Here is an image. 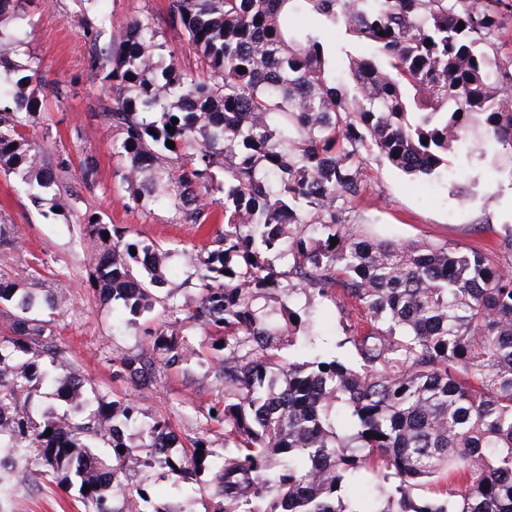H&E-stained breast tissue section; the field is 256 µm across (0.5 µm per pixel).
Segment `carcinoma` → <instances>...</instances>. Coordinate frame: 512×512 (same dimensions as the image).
Wrapping results in <instances>:
<instances>
[{
	"label": "carcinoma",
	"mask_w": 512,
	"mask_h": 512,
	"mask_svg": "<svg viewBox=\"0 0 512 512\" xmlns=\"http://www.w3.org/2000/svg\"><path fill=\"white\" fill-rule=\"evenodd\" d=\"M29 2L0 0V172L34 204L70 211L82 196L59 180L69 160L27 137L64 87L16 60L19 29L4 25L25 19ZM503 7L512 3L167 0L161 22L128 19L106 53L91 52L108 101L99 127L117 135L129 202L161 205L175 224L224 208V231L182 252L197 292L184 304L164 291L172 250L87 218L99 299L122 306L128 328L163 317L144 328L151 352L113 358L112 375L153 386L185 368L190 330H203L224 380L203 418L224 425V446L201 431L172 456L168 418L144 423L135 395L111 404L68 370L54 332L64 301L0 274V313L12 312L0 336V512L20 481L74 489L83 512H141L148 491L125 480L134 447L136 463L176 489L210 473L222 512H512V225L491 257L379 239L342 218L364 198L370 154L431 177L461 145L485 157L491 142V163L512 174V60L492 52ZM298 13L321 26L297 28ZM161 23L184 32L201 74L164 52ZM79 167L93 191L96 160ZM298 294L336 305V348L350 355L315 347L311 312L291 307ZM35 346L42 365L25 359ZM286 348L306 359H284ZM43 384L54 390L37 421ZM367 473L382 479L372 496H349ZM153 512L196 510L174 500Z\"/></svg>",
	"instance_id": "carcinoma-1"
}]
</instances>
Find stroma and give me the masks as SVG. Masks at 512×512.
<instances>
[{"label": "stroma", "instance_id": "obj_1", "mask_svg": "<svg viewBox=\"0 0 512 512\" xmlns=\"http://www.w3.org/2000/svg\"><path fill=\"white\" fill-rule=\"evenodd\" d=\"M167 0H33L19 27L22 44L18 61L39 68L47 82H62L65 94L49 101L29 135L43 142L53 157L69 159L61 177L73 183L79 162L98 163L94 190L84 194L74 210L58 215L33 205L17 191L14 179L0 173V220L11 224L17 243L0 247V271L24 288H36L64 298L66 306L55 321L58 343L69 353L70 367L87 378L105 401L138 393L147 416L171 418L180 437L208 430L215 444L224 431L205 428L202 414L221 391L215 374L204 373L197 358L180 372L165 373L153 387L132 390L112 376V358L146 347L143 333L114 334L118 321L112 304L101 302L90 277L89 254L81 239L85 217L99 214L119 225L130 241H158L182 249H198L224 227L222 208H213L209 224H175L158 205L133 207L120 179L121 161L112 154L113 136L100 133L97 83L87 59L93 47L109 46L119 38V23L138 17H159ZM102 26L98 43L84 36L87 27ZM367 205L347 213L348 222L373 224L396 240L424 238L481 249L497 250L504 226L512 225V180L478 156H461L453 173H440L417 182L367 158ZM12 512H81L75 492L49 485L40 493L21 490Z\"/></svg>", "mask_w": 512, "mask_h": 512}]
</instances>
